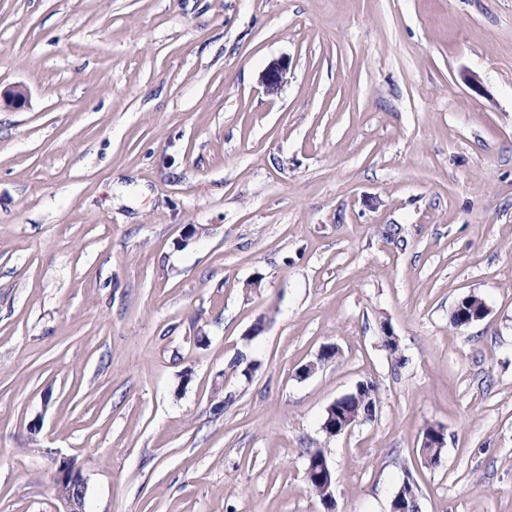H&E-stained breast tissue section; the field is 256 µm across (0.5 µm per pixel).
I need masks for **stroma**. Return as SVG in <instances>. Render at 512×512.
<instances>
[{"mask_svg":"<svg viewBox=\"0 0 512 512\" xmlns=\"http://www.w3.org/2000/svg\"><path fill=\"white\" fill-rule=\"evenodd\" d=\"M14 86L0 512H55L59 456L87 512H324L316 448L337 512L408 479L419 512H512V0H0ZM366 380L373 419L326 437ZM289 61L287 58L273 60L262 72L260 84L267 95L275 94L287 79ZM345 395L337 398L326 409V414L321 424V430L329 438H336L340 435L348 434L354 427L355 422L353 418H344L339 414V409L336 408V403ZM314 470L321 473V476L325 480V485L317 481L314 477L307 478L306 476L308 488L316 497L320 498L324 494L323 488L325 487L326 493L322 496L320 501L327 509V512L335 511L336 470L326 459L322 458H316L310 461L307 473L311 474Z\"/></svg>","mask_w":512,"mask_h":512,"instance_id":"obj_1","label":"stroma"}]
</instances>
